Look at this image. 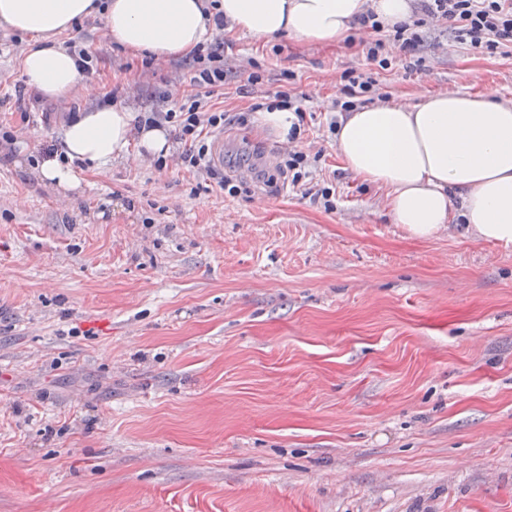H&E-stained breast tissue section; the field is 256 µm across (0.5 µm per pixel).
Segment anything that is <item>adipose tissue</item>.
Segmentation results:
<instances>
[{
	"mask_svg": "<svg viewBox=\"0 0 512 512\" xmlns=\"http://www.w3.org/2000/svg\"><path fill=\"white\" fill-rule=\"evenodd\" d=\"M228 29L258 40L286 35L308 43L344 42L354 18L373 8L393 25L411 0H221ZM208 0H0V25L28 36L18 59L26 87L48 100L95 92L75 55L55 45L88 17H101L112 43L130 54L185 58L215 32ZM157 156L170 150L164 126L141 127L132 109L105 104L65 126L62 155H48L33 175L64 192L82 186V166L110 167L130 145ZM336 153L362 181L387 192L392 221L429 238L460 221L467 235L512 243V102L494 90L429 94L411 107L380 104L342 113Z\"/></svg>",
	"mask_w": 512,
	"mask_h": 512,
	"instance_id": "adipose-tissue-1",
	"label": "adipose tissue"
}]
</instances>
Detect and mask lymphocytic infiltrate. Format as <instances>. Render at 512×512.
Masks as SVG:
<instances>
[{"label":"lymphocytic infiltrate","instance_id":"obj_1","mask_svg":"<svg viewBox=\"0 0 512 512\" xmlns=\"http://www.w3.org/2000/svg\"><path fill=\"white\" fill-rule=\"evenodd\" d=\"M412 13L411 20L392 26L384 25L371 10L357 17L356 26L373 35L367 49L369 60L387 68L385 51L391 44L398 45L405 56H415L434 30L449 33L453 40L479 55L512 54V0H415ZM188 66L195 86L210 92L223 87L227 77L223 38L217 36L199 45ZM143 120L174 127L183 146L177 156L181 165L216 180L229 195L245 192L243 181L218 174L210 165V135L228 123L224 111L197 95L175 102L163 96L156 109L144 113Z\"/></svg>","mask_w":512,"mask_h":512}]
</instances>
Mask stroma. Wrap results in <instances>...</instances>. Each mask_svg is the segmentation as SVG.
Returning <instances> with one entry per match:
<instances>
[{
    "label": "stroma",
    "instance_id": "obj_1",
    "mask_svg": "<svg viewBox=\"0 0 512 512\" xmlns=\"http://www.w3.org/2000/svg\"><path fill=\"white\" fill-rule=\"evenodd\" d=\"M72 39L98 98H16L23 48L0 45V512H512V245L408 238L345 169L328 122L345 71H375L363 44L225 31L211 101L246 118L224 166L250 193L131 155L65 195L12 162L60 147L70 110L194 91L100 18ZM421 57L377 71L372 104L512 100V56ZM284 87L308 96L292 144L257 109ZM290 145L321 159L268 195Z\"/></svg>",
    "mask_w": 512,
    "mask_h": 512
}]
</instances>
